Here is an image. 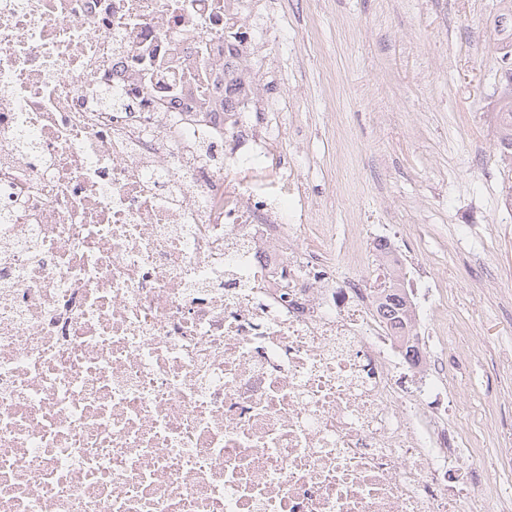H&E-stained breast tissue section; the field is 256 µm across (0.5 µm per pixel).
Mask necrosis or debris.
Segmentation results:
<instances>
[{
  "instance_id": "obj_1",
  "label": "necrosis or debris",
  "mask_w": 512,
  "mask_h": 512,
  "mask_svg": "<svg viewBox=\"0 0 512 512\" xmlns=\"http://www.w3.org/2000/svg\"><path fill=\"white\" fill-rule=\"evenodd\" d=\"M244 2L0 0V512H512L438 355L239 178Z\"/></svg>"
}]
</instances>
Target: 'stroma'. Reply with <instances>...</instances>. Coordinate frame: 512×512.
<instances>
[{"label": "stroma", "mask_w": 512, "mask_h": 512, "mask_svg": "<svg viewBox=\"0 0 512 512\" xmlns=\"http://www.w3.org/2000/svg\"><path fill=\"white\" fill-rule=\"evenodd\" d=\"M257 86L281 107L279 149L304 189V245L332 225L337 247L388 225L430 266L467 356L457 400L465 446L498 454L512 430V152L497 102L512 70V0H278ZM483 284L484 295L459 290Z\"/></svg>", "instance_id": "1"}]
</instances>
